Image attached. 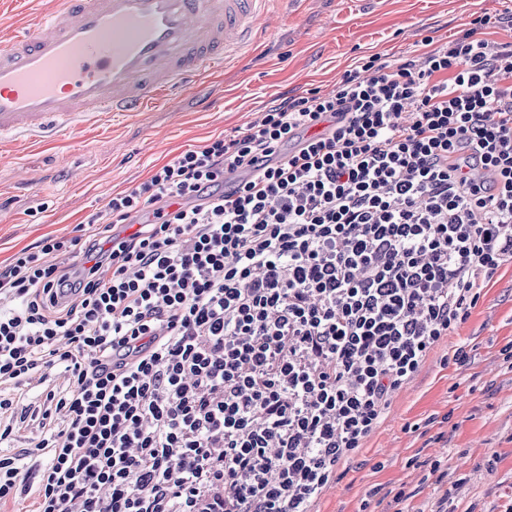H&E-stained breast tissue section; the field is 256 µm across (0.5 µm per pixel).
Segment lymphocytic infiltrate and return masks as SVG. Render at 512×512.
Segmentation results:
<instances>
[{
	"label": "lymphocytic infiltrate",
	"instance_id": "f902f5d3",
	"mask_svg": "<svg viewBox=\"0 0 512 512\" xmlns=\"http://www.w3.org/2000/svg\"><path fill=\"white\" fill-rule=\"evenodd\" d=\"M508 26L362 58L0 264V504L318 512L512 265Z\"/></svg>",
	"mask_w": 512,
	"mask_h": 512
}]
</instances>
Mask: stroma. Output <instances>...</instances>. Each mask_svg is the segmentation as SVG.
I'll list each match as a JSON object with an SVG mask.
<instances>
[{
  "label": "stroma",
  "mask_w": 512,
  "mask_h": 512,
  "mask_svg": "<svg viewBox=\"0 0 512 512\" xmlns=\"http://www.w3.org/2000/svg\"><path fill=\"white\" fill-rule=\"evenodd\" d=\"M59 0H0V42L35 29ZM265 39L245 62L207 71V106L184 96L174 110L128 120L107 118L69 128L54 141L17 137L0 144V263L48 236H79L112 194L146 179L194 145L247 128L282 99L335 90L359 59L389 60L425 52L512 0H282ZM512 266L499 268L475 307L431 352L421 370L394 391L379 428L338 471L320 512H434L451 496L455 512H503L512 503ZM469 358H454L458 348ZM440 460L448 479L427 476Z\"/></svg>",
  "instance_id": "obj_1"
}]
</instances>
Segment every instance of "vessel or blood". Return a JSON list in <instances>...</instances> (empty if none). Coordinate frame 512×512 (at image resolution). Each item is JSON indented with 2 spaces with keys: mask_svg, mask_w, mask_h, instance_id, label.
Here are the masks:
<instances>
[{
  "mask_svg": "<svg viewBox=\"0 0 512 512\" xmlns=\"http://www.w3.org/2000/svg\"><path fill=\"white\" fill-rule=\"evenodd\" d=\"M265 0H62L0 45V138H39L179 102L267 34Z\"/></svg>",
  "mask_w": 512,
  "mask_h": 512,
  "instance_id": "vessel-or-blood-1",
  "label": "vessel or blood"
}]
</instances>
